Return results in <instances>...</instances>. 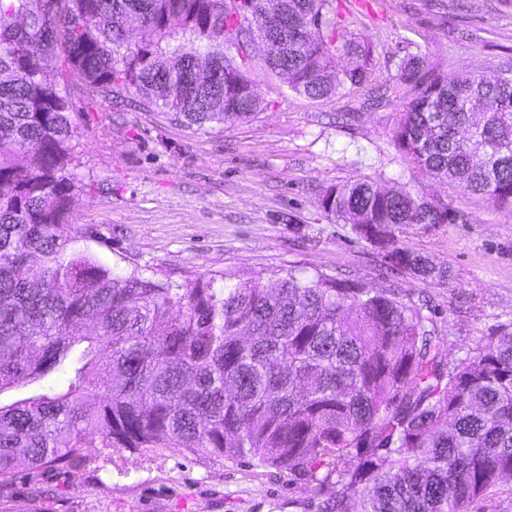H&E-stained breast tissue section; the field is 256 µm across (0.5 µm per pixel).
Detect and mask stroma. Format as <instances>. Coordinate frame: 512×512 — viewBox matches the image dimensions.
I'll use <instances>...</instances> for the list:
<instances>
[{
    "label": "stroma",
    "mask_w": 512,
    "mask_h": 512,
    "mask_svg": "<svg viewBox=\"0 0 512 512\" xmlns=\"http://www.w3.org/2000/svg\"><path fill=\"white\" fill-rule=\"evenodd\" d=\"M354 11L349 32L373 45L380 79H392L420 45L446 76L470 70L495 77L512 65V0H443L439 12L404 14L372 0ZM255 45L249 75L262 101L250 122L205 133L123 104L121 125L104 147L72 141L87 188L68 216L89 231L85 245L101 261L181 281L223 272L283 268L360 279L387 287L376 248L319 206L328 186L356 176L378 187L405 184L425 199L453 200L451 224L408 227L399 239L446 267L436 286L409 276L399 287L427 299L448 358L462 357L492 328L512 321V212L423 176L392 138L397 102L369 104L344 89L314 100L266 74ZM89 462L18 466L0 486V512H318L320 501L288 473L251 460H227L175 448H93Z\"/></svg>",
    "instance_id": "stroma-1"
}]
</instances>
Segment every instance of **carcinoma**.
<instances>
[{"instance_id": "obj_1", "label": "carcinoma", "mask_w": 512, "mask_h": 512, "mask_svg": "<svg viewBox=\"0 0 512 512\" xmlns=\"http://www.w3.org/2000/svg\"><path fill=\"white\" fill-rule=\"evenodd\" d=\"M254 27L224 0H0V485L16 468L67 467L88 448L165 446L286 471L321 512H469L512 472V322L462 358L444 354L427 303L288 266L274 286L213 273L177 283L117 271L67 223L85 193L75 101L134 91L199 130L261 110L248 60L170 47L171 23L208 42L252 40L280 13L303 40L263 60L292 90L349 87L400 104L392 138L408 165L512 212V68L453 80L417 53L379 82L332 0H254ZM143 19L132 44L123 25ZM357 58L337 71L336 54ZM225 60L216 80L196 70ZM52 71L57 81L46 79ZM321 208L382 250L390 275L443 285L446 269L395 230L450 224L452 201L361 177Z\"/></svg>"}]
</instances>
